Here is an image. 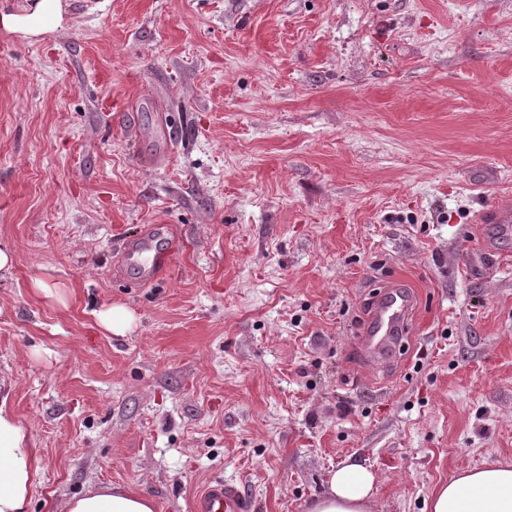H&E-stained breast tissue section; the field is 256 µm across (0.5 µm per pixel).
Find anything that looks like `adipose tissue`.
Returning a JSON list of instances; mask_svg holds the SVG:
<instances>
[{
	"label": "adipose tissue",
	"instance_id": "1",
	"mask_svg": "<svg viewBox=\"0 0 512 512\" xmlns=\"http://www.w3.org/2000/svg\"><path fill=\"white\" fill-rule=\"evenodd\" d=\"M60 13L59 0H40L33 14L20 17L0 7V29L40 34ZM0 388V512H28L41 483V461L28 426ZM375 475L363 463L345 459L331 475L325 492L308 512H371ZM67 512H156L142 493L104 485L72 496ZM430 512H512V463L460 468L431 492Z\"/></svg>",
	"mask_w": 512,
	"mask_h": 512
}]
</instances>
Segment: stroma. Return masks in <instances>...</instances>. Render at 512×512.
Returning a JSON list of instances; mask_svg holds the SVG:
<instances>
[{
	"instance_id": "35a3bbf8",
	"label": "stroma",
	"mask_w": 512,
	"mask_h": 512,
	"mask_svg": "<svg viewBox=\"0 0 512 512\" xmlns=\"http://www.w3.org/2000/svg\"><path fill=\"white\" fill-rule=\"evenodd\" d=\"M512 0H60L0 29V383L43 481L307 512L352 457L374 512L512 461ZM178 253L138 287L128 240ZM72 285L67 307L33 277ZM401 279L394 367L357 329ZM135 315L124 336L97 310ZM59 2V0H41L36 6L35 12L25 17L6 12L0 4V26L7 32L38 35L59 15ZM98 325L107 333L124 336L130 332L135 323V316L122 304L110 305L96 312ZM247 508V499L227 481L210 484L196 504L197 512H247Z\"/></svg>"
}]
</instances>
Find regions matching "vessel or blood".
Returning a JSON list of instances; mask_svg holds the SVG:
<instances>
[{
    "mask_svg": "<svg viewBox=\"0 0 512 512\" xmlns=\"http://www.w3.org/2000/svg\"><path fill=\"white\" fill-rule=\"evenodd\" d=\"M162 236L161 227L151 225L128 246L127 261H135L145 252L154 255L152 266L140 271L141 282L154 279L158 271L171 261L173 249L162 251L158 248ZM416 310L415 295L403 283L390 284L378 294L360 336L363 350L371 363L390 366L402 346ZM247 508L246 498L235 484L227 481L210 484L196 504V512H247Z\"/></svg>",
    "mask_w": 512,
    "mask_h": 512,
    "instance_id": "obj_1",
    "label": "vessel or blood"
}]
</instances>
